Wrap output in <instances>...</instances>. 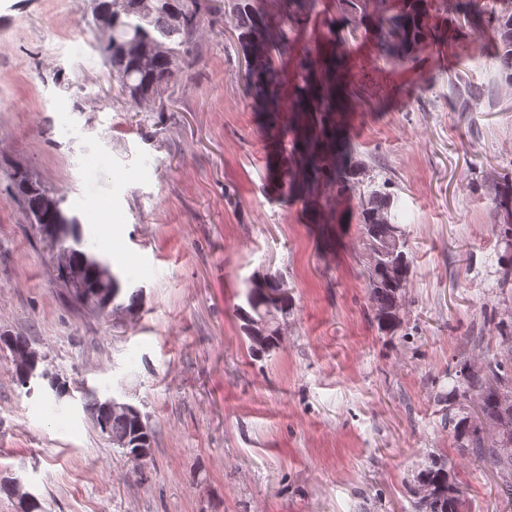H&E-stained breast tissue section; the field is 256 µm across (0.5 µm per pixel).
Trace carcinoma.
Here are the masks:
<instances>
[{
  "label": "carcinoma",
  "instance_id": "carcinoma-1",
  "mask_svg": "<svg viewBox=\"0 0 512 512\" xmlns=\"http://www.w3.org/2000/svg\"><path fill=\"white\" fill-rule=\"evenodd\" d=\"M359 9L355 27L372 33L384 53L395 59L407 58L444 37V31L430 23L428 0H402L400 11L390 13L387 0H347ZM287 26L270 29L264 0H232L237 39L248 58L260 51L265 56L246 65L245 90L262 111L263 129L272 147L275 163L269 180L288 200L302 204L318 224L334 223V205L344 198L358 196L356 216L363 248L367 256L366 274L371 310L378 328H393L396 302L406 296L412 257L405 227L398 220V198L385 192L360 190L365 175L364 164L357 159L345 127V112L351 101L347 92L346 60L340 53L326 57L303 56L298 60L301 81L296 86L288 121H280L281 102L277 94L278 77L273 53L288 51L290 32L314 12L317 0H281ZM208 6L205 0H149L143 6L129 0L126 8L112 15L108 42L97 43L118 91L131 105L139 107L148 100L157 103L161 89L175 71L191 67L199 55V34ZM454 11L465 23L479 31L487 30L493 43L492 66L498 77L512 85V0H494L490 5L479 0H455ZM150 59L147 69L134 66L131 54ZM455 106L467 112L472 102L485 95V89L463 79L451 82ZM18 176L15 193L27 215L43 211L46 187H25ZM497 208L504 214L500 233L512 236V183L496 192ZM72 263L84 278L93 277L101 257L82 249V243L70 239ZM113 291L119 306L132 310L140 299L138 292L127 293L119 275H114ZM246 306L238 307L243 326L266 311L259 297L245 292ZM250 355L261 358L279 346L272 331L264 336H247ZM512 393V357L489 359L484 369L472 372L464 363L450 394L457 401L473 403L475 415L448 411V431L459 447L479 457L489 456L499 469L512 472V432L496 440H487L482 423L512 421V403L502 397ZM107 428L112 444L131 458L133 449L124 447L123 439L137 431L152 435L147 422L124 415L105 416L98 422ZM427 485L436 493L435 512H465L462 486L450 477L448 459L432 456L416 475L414 487ZM423 512L432 507L417 501Z\"/></svg>",
  "mask_w": 512,
  "mask_h": 512
}]
</instances>
